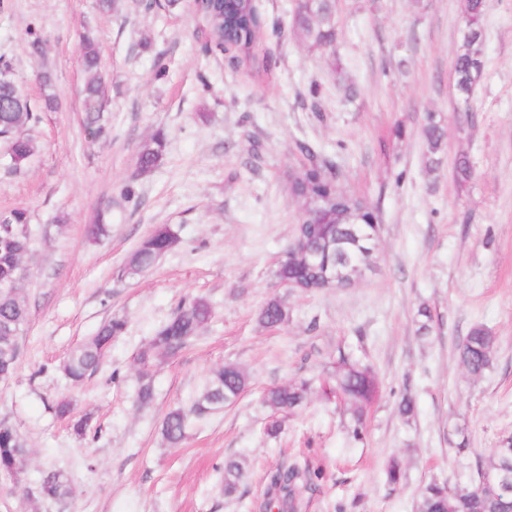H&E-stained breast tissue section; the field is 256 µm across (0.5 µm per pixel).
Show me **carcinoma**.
<instances>
[{
  "label": "carcinoma",
  "instance_id": "carcinoma-1",
  "mask_svg": "<svg viewBox=\"0 0 512 512\" xmlns=\"http://www.w3.org/2000/svg\"><path fill=\"white\" fill-rule=\"evenodd\" d=\"M487 0H463L464 25L469 36L462 44L454 61L453 90L456 99L464 104L471 101L483 72V20ZM208 25L206 51L219 54L231 43L241 59L255 62L256 35L260 25L254 0H239L235 13H224V0H204L201 5ZM293 27L303 41L313 47H327L335 39L336 13L333 0H306L297 7ZM85 74L83 99V127L94 140L106 135L103 115V85L99 53L87 40L83 46ZM10 67L0 64V140L7 144L10 158L9 172L17 174L32 156L34 145L26 131L38 124L41 114L54 109V99L46 96L39 103L32 102L8 76ZM422 134L429 154L441 151L445 132L435 116L429 114ZM162 139L155 135L141 146L138 169L146 173L161 160ZM300 187L311 196L346 215L351 223L359 224L367 212L366 200L354 196L343 197L319 179L315 169L301 176ZM177 244V237L167 226H158L141 240L128 257L122 276L135 280L147 273L160 256ZM31 248L28 212L15 208L0 213V381L10 379L20 361V338L29 322L30 310L20 284L26 277L24 260ZM275 277L281 284L301 282L314 288L322 281L321 270L306 267L295 259L277 265ZM212 309L208 301L197 297L175 309L167 322L151 336L135 357L137 368V402L144 406L154 399V369L163 358L178 356L208 325ZM288 319V308L279 298L269 299L259 312V322L277 327ZM126 328L124 317L114 315L106 319L83 343L72 350L62 365L63 373L74 383L95 374L112 341ZM496 337L480 327L473 328L458 348V361L467 374L482 376L496 356ZM249 387V377L236 365H223L210 371L200 392L187 406L171 409L161 422L160 432L171 446L180 445L186 438L190 420L202 419L238 401ZM323 391L341 400L350 416L352 436L361 438L370 408L380 396V379L370 367L339 355L335 366L324 379ZM311 385L307 380L273 386L263 392V402L276 412H290L302 407L309 399ZM51 410L72 425L80 436L86 434L88 421L75 418L73 405L68 400H57ZM28 463L27 444L17 428L0 421V473L22 474ZM247 460L231 458L224 462V494L232 495L247 476ZM490 470L512 480V437L492 450L487 462L476 465L468 480L450 485L430 480L417 496L415 512H512V495L504 496L494 490L477 488L481 473ZM311 482V471L295 465L278 469L271 476L264 493V512H299L301 493ZM71 493L69 480L60 470H51L39 480L32 496L62 502Z\"/></svg>",
  "mask_w": 512,
  "mask_h": 512
}]
</instances>
